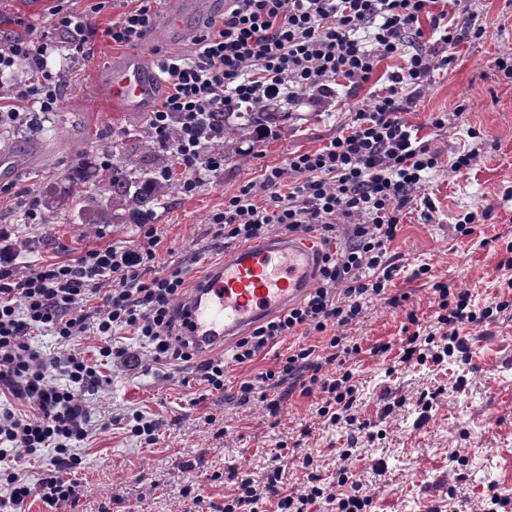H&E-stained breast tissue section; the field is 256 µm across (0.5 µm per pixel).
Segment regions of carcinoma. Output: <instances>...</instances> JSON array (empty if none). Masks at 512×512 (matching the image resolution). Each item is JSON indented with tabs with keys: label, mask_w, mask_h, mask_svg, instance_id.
I'll use <instances>...</instances> for the list:
<instances>
[{
	"label": "carcinoma",
	"mask_w": 512,
	"mask_h": 512,
	"mask_svg": "<svg viewBox=\"0 0 512 512\" xmlns=\"http://www.w3.org/2000/svg\"><path fill=\"white\" fill-rule=\"evenodd\" d=\"M288 118L286 112H226L215 114L213 125L221 132L212 139L211 151L224 160L241 159L243 137H255ZM99 153L112 157L110 164L98 163L88 154L81 158L64 182L51 186L35 200L45 224H57L78 211L83 224H141L169 204L179 193L177 181L156 171L173 162L155 151V140L143 130L137 146L120 150L102 142Z\"/></svg>",
	"instance_id": "carcinoma-1"
}]
</instances>
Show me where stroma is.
Returning <instances> with one entry per match:
<instances>
[{"instance_id": "stroma-1", "label": "stroma", "mask_w": 512, "mask_h": 512, "mask_svg": "<svg viewBox=\"0 0 512 512\" xmlns=\"http://www.w3.org/2000/svg\"><path fill=\"white\" fill-rule=\"evenodd\" d=\"M54 6V0H0V35L41 36L51 26ZM221 7L220 0H207L183 32L140 44L137 53L150 58L188 53L203 21ZM471 9L485 29L482 40L460 46L454 66L434 74L403 118L418 128L429 113L451 114L447 134L432 141L443 161L467 143L472 128L483 135L482 150L466 172L452 174L440 166L424 184L421 200L405 211L401 234L390 247L404 270L389 292L407 295L406 306L370 300L364 317L347 330L363 350L351 364L359 394L353 413L367 432L350 469L370 497L368 512H479L489 495L512 499V316L464 326V356L442 365L400 360L406 309L414 307L421 319H430L434 281L467 289L481 306L512 299V289L499 285V264L512 241V79L493 67L500 53L512 49V0H471ZM115 51L98 36L88 42L84 57L55 59L53 67L65 72L67 84L55 111L45 117L44 132L26 138L0 127V138L11 140L14 160L12 176L0 177V228L9 230L20 262L64 261L88 247L137 241L134 224H30L25 217L26 202L43 192L47 176L70 172L91 150L93 137L126 146L145 127V113L119 111L108 94L104 75ZM462 102L466 111L454 116ZM361 104V97L340 88L321 104L293 106L288 119L261 141L243 140L244 160L225 162L194 194H178L154 216L163 231L162 267H185L192 280L220 264L234 248L214 245L210 214L241 186L260 182L266 167L328 143ZM425 198L436 206L429 222L421 216ZM477 208L489 210L490 219L471 236L457 235L458 216ZM424 264L430 274L413 277ZM31 342L49 353H79L99 365L103 376L100 388L86 396L90 436L77 447L83 462L71 475L79 500L59 512H210L231 493V472L261 479L276 453L288 459L290 488L303 489L312 472L330 483L341 465L339 451L353 434L352 428L317 416L314 394L292 393L277 418L259 401L242 400L240 379L275 368L277 353L287 348L283 342L252 366L229 363L224 392L209 396L189 365L126 372L101 364V341L90 334L67 346L46 332ZM379 343L390 344V351L371 355ZM427 392L436 398L425 414L418 399ZM136 410L156 420L155 445L141 444L124 429L123 419ZM307 457L312 467H304ZM197 494L202 504L193 503Z\"/></svg>"}]
</instances>
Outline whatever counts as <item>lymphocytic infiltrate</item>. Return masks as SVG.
<instances>
[{
	"label": "lymphocytic infiltrate",
	"mask_w": 512,
	"mask_h": 512,
	"mask_svg": "<svg viewBox=\"0 0 512 512\" xmlns=\"http://www.w3.org/2000/svg\"><path fill=\"white\" fill-rule=\"evenodd\" d=\"M53 16L51 32L40 38L0 35V73L24 68L34 74L33 81L0 92V120L18 124L28 112L54 111L64 75L49 68V58L69 44L83 49L95 33L88 13L59 5ZM154 21L149 0H142L103 34L118 46L137 45ZM483 35L471 21L469 0H228L220 17L207 23L192 54L162 57L158 72L164 93L148 126L176 156L188 193L203 175L224 165L222 155L208 150L214 113L262 112L277 103H295L302 93L330 95L339 86L355 94L383 61H398L329 143L266 168L260 184L242 186L209 218L216 240L249 243L274 230L284 235L306 231L326 246L316 287L236 340L231 359L247 365L285 337L303 338L276 368L241 379L243 400L259 398L271 416H279L284 398L277 390L289 381L301 395H319L316 413L325 421L355 424L353 373L346 369L332 375L327 368L361 355L346 332L362 317L366 301L385 297L392 306L401 303L387 293L401 271L389 249L406 207L439 167L431 144L449 123L447 113H430L431 134L425 137L402 114L434 71L454 65L459 46ZM343 219L349 230L340 239L336 227ZM160 242L156 225L143 224L133 246L89 248L77 258L19 272L18 252L9 235L0 232V396L11 395L27 406L23 413L0 406V459L9 455L14 461L0 470L7 487L0 512H16L31 498L54 508L77 500L69 475L82 463L76 445L90 434L83 396L99 384L95 365L76 353H43L31 344V332H52L64 344L92 333L102 341L101 357L121 360L135 371L142 367L139 349L113 344L115 336L131 333L155 362L195 365L206 392L223 391V359H200L184 339L186 271L157 269ZM433 291V321L420 322L413 307L406 313L415 329L402 341L403 361L442 364L464 352L462 326L495 320L512 309V299L476 306L468 290L442 281ZM312 336L317 344H309ZM44 448L54 451V472L30 482L23 466ZM350 457V449H341L336 472L341 493L322 487L314 474L304 489L285 490L284 468L274 463L263 483L248 477L236 482L220 512H256L265 498L276 499L279 512H308L320 500L335 512H365L370 498L353 478Z\"/></svg>",
	"instance_id": "1"
}]
</instances>
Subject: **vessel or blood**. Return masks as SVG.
<instances>
[{"instance_id":"1","label":"vessel or blood","mask_w":512,"mask_h":512,"mask_svg":"<svg viewBox=\"0 0 512 512\" xmlns=\"http://www.w3.org/2000/svg\"><path fill=\"white\" fill-rule=\"evenodd\" d=\"M196 0H179L148 39L182 31L196 11ZM157 74L151 59L114 56L107 72L112 103L124 112L149 111ZM315 254L309 244L283 237L240 247L198 279L184 301L191 340L202 351L215 350L301 298L311 286Z\"/></svg>"}]
</instances>
